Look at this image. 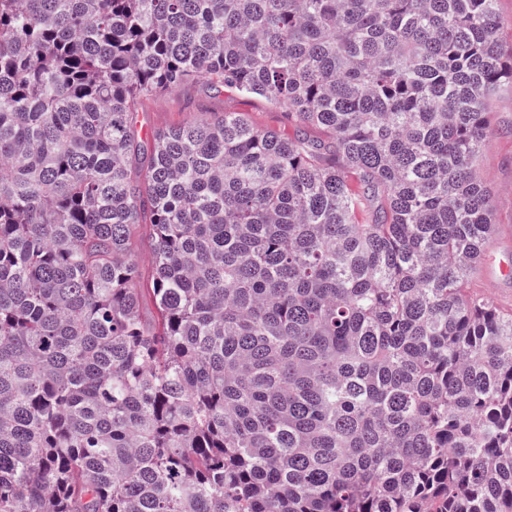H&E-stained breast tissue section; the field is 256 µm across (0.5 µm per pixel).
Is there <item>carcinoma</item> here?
Segmentation results:
<instances>
[{
    "label": "carcinoma",
    "instance_id": "obj_1",
    "mask_svg": "<svg viewBox=\"0 0 512 512\" xmlns=\"http://www.w3.org/2000/svg\"><path fill=\"white\" fill-rule=\"evenodd\" d=\"M499 29L496 0H0V512H512V312L468 291ZM191 80L294 134L140 135ZM153 243L145 229H140L135 239L134 259L139 266L141 277L147 280L152 275Z\"/></svg>",
    "mask_w": 512,
    "mask_h": 512
}]
</instances>
